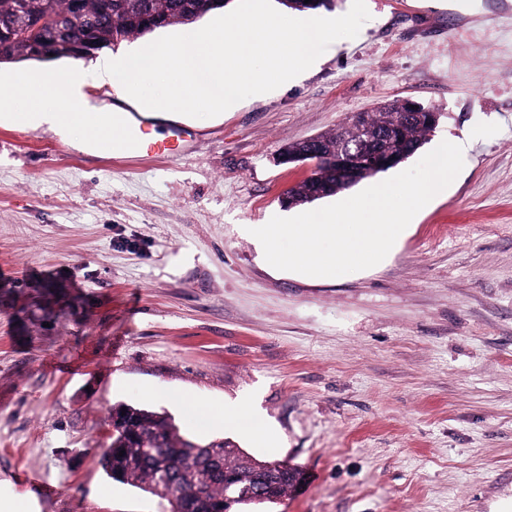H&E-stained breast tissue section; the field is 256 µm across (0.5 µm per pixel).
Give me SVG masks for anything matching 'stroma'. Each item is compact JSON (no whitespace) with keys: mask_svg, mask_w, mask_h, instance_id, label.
<instances>
[{"mask_svg":"<svg viewBox=\"0 0 512 512\" xmlns=\"http://www.w3.org/2000/svg\"><path fill=\"white\" fill-rule=\"evenodd\" d=\"M366 5L293 85L176 115L175 158L0 119V512H168L98 463L118 403L299 467L275 512H512V0ZM396 99L467 141L454 182L374 268L268 265L281 145ZM243 402L271 442L212 425Z\"/></svg>","mask_w":512,"mask_h":512,"instance_id":"35a3bbf8","label":"stroma"}]
</instances>
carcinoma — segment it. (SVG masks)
Here are the masks:
<instances>
[{
  "instance_id": "obj_1",
  "label": "carcinoma",
  "mask_w": 512,
  "mask_h": 512,
  "mask_svg": "<svg viewBox=\"0 0 512 512\" xmlns=\"http://www.w3.org/2000/svg\"><path fill=\"white\" fill-rule=\"evenodd\" d=\"M75 0H39L59 19L64 36L44 45L47 60L65 58L62 44L71 40L96 39L105 48L130 38L175 25H191L220 10L230 0H88L79 22L73 21ZM334 0H278L286 10L309 14L329 10ZM34 0H0V61L31 60L26 47L11 42L5 33L17 18L30 14ZM404 105L392 101L369 115L370 123L389 139L392 152L406 160L425 143L433 127L426 119L403 114ZM354 119L316 136L313 141L289 142L281 155L309 153L319 159L316 186L301 184L292 204L304 205L335 196L353 184L330 162L338 146L354 140ZM112 411L124 414L129 426L109 436L110 443L99 463L110 478L157 494V481L167 480L171 498L169 512H181L180 500L187 499L194 512H231L238 505L276 504L300 483L302 472L286 462L250 459L224 440L197 442L180 433L174 420L164 412L117 405ZM247 478L253 497L240 495L242 478Z\"/></svg>"
}]
</instances>
